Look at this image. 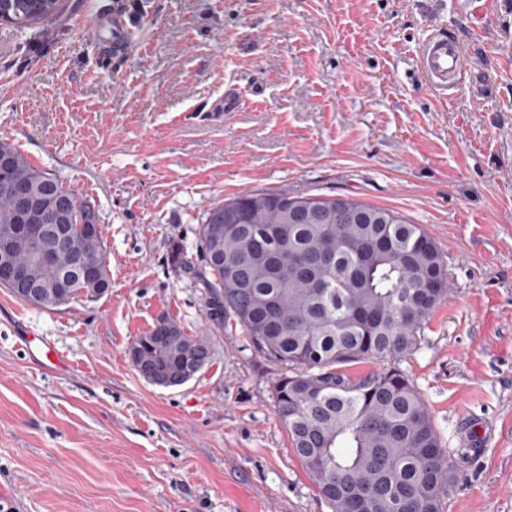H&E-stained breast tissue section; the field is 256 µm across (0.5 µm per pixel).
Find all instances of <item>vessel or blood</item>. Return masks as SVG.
Segmentation results:
<instances>
[{"instance_id": "1", "label": "vessel or blood", "mask_w": 512, "mask_h": 512, "mask_svg": "<svg viewBox=\"0 0 512 512\" xmlns=\"http://www.w3.org/2000/svg\"><path fill=\"white\" fill-rule=\"evenodd\" d=\"M418 67L428 84L439 94L450 96L458 87V80L471 65L462 50L458 37L444 30L430 35L419 49ZM242 104L238 85L229 84L223 93L212 98L209 107L214 114L234 112Z\"/></svg>"}]
</instances>
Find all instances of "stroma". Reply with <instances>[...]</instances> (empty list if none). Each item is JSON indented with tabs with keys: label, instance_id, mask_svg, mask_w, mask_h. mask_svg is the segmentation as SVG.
I'll return each instance as SVG.
<instances>
[{
	"label": "stroma",
	"instance_id": "stroma-1",
	"mask_svg": "<svg viewBox=\"0 0 512 512\" xmlns=\"http://www.w3.org/2000/svg\"><path fill=\"white\" fill-rule=\"evenodd\" d=\"M125 6L120 55L95 22ZM455 33L451 98L416 68ZM238 111L207 120L225 83ZM0 139L99 216L110 287L40 309L0 288V505L6 512H330L297 459L274 385L285 367L171 265L213 203L319 195L402 213L439 245L449 292L398 360L444 448L472 411L497 428L465 454L445 512H512V0H62L25 31L0 22ZM209 338L176 387L129 348L159 320ZM64 356L31 358L28 335Z\"/></svg>",
	"mask_w": 512,
	"mask_h": 512
}]
</instances>
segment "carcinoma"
<instances>
[{"label":"carcinoma","instance_id":"obj_1","mask_svg":"<svg viewBox=\"0 0 512 512\" xmlns=\"http://www.w3.org/2000/svg\"><path fill=\"white\" fill-rule=\"evenodd\" d=\"M61 0H12L8 23L18 30L54 16ZM0 169V239L19 223L7 185L67 198L73 216L94 225L90 236L59 252L56 265L33 262L18 245L15 261L31 271L41 296L8 291L42 309L104 294L110 275L78 281L68 297L49 294L60 272L79 256L106 261L93 205L35 167L13 144ZM199 263L173 245L172 266L192 276L208 297L209 319L219 329L232 317L264 357L288 371L274 386L295 455L331 512H443L458 480L453 456L442 448L428 408L396 367L351 370L359 363L397 359L417 347V333L448 294L442 251L417 224L396 211L346 200L286 193H241L211 205L197 229ZM336 247L332 265H319L322 248ZM136 371L161 365L178 378L212 357L203 336H189L162 319L135 339ZM341 350L351 355L341 357Z\"/></svg>","mask_w":512,"mask_h":512}]
</instances>
